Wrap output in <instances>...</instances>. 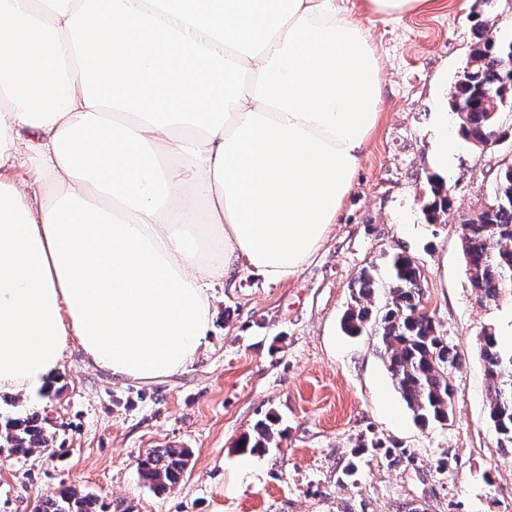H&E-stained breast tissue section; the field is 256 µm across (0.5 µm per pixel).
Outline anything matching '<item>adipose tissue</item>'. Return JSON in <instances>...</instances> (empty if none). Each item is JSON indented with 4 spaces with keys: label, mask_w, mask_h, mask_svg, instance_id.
Returning a JSON list of instances; mask_svg holds the SVG:
<instances>
[{
    "label": "adipose tissue",
    "mask_w": 512,
    "mask_h": 512,
    "mask_svg": "<svg viewBox=\"0 0 512 512\" xmlns=\"http://www.w3.org/2000/svg\"><path fill=\"white\" fill-rule=\"evenodd\" d=\"M435 5L0 0V395L73 344L117 380L175 375L219 280L299 273L379 118L361 16Z\"/></svg>",
    "instance_id": "1"
}]
</instances>
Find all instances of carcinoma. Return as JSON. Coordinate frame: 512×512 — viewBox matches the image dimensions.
Instances as JSON below:
<instances>
[{
	"label": "carcinoma",
	"instance_id": "1",
	"mask_svg": "<svg viewBox=\"0 0 512 512\" xmlns=\"http://www.w3.org/2000/svg\"><path fill=\"white\" fill-rule=\"evenodd\" d=\"M478 31L477 43L450 92L458 135L471 143L498 129V114L512 109V92L505 100L495 94L501 83L512 82V64L497 65L498 60L512 57V31L496 29L491 35L487 21L479 24ZM428 196L424 211L435 222L448 211L450 200L437 184L430 186ZM489 196L486 209L464 225L460 238L471 287L495 302L512 294V164L495 174ZM355 285L358 302L344 314L345 331L359 335L369 329L380 337L394 387L417 423L448 425L454 407L448 369L458 364L459 356L424 309L419 266L409 257L396 255L382 269L374 265L363 269ZM376 288L388 289L389 298L383 313L374 317L365 299ZM480 352L491 395L489 422L498 435V446L512 449V347H502L490 330L483 334ZM48 437L47 419L0 412V453L25 456L47 447ZM274 437V423L262 419L254 442L245 443L244 448L258 452L269 447ZM190 463L187 448H153L138 464V476L153 492L164 494L180 484ZM38 512L106 510L96 497L66 488L43 501Z\"/></svg>",
	"mask_w": 512,
	"mask_h": 512
}]
</instances>
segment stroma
<instances>
[{
  "label": "stroma",
  "instance_id": "obj_1",
  "mask_svg": "<svg viewBox=\"0 0 512 512\" xmlns=\"http://www.w3.org/2000/svg\"><path fill=\"white\" fill-rule=\"evenodd\" d=\"M512 29V0H439L435 11L363 17L383 82L378 123L335 224L295 276L269 283L249 269L214 288L209 343L181 373L153 384L117 381L65 353L52 393L14 395L18 413L47 416L52 439L25 456L0 454V512H37L65 488L122 503L128 512H512V454L488 421L480 338L512 344V296L483 301L471 287L460 233L484 210L512 162V111L499 145L476 147L449 130L438 174L440 125L453 121L449 90L477 24ZM451 205L423 214L432 178ZM412 258L426 311L459 355L448 425L421 428L395 391L377 336H346L362 268ZM275 444L242 452L265 416ZM187 448L173 491L142 485L152 448Z\"/></svg>",
  "mask_w": 512,
  "mask_h": 512
}]
</instances>
